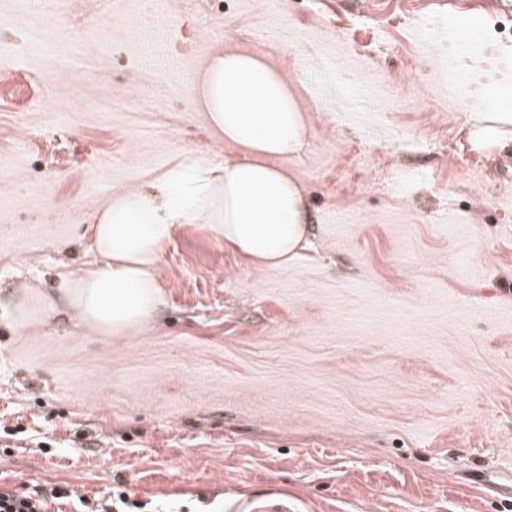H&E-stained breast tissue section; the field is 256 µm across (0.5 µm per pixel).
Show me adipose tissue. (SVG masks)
<instances>
[{
  "instance_id": "obj_1",
  "label": "adipose tissue",
  "mask_w": 512,
  "mask_h": 512,
  "mask_svg": "<svg viewBox=\"0 0 512 512\" xmlns=\"http://www.w3.org/2000/svg\"><path fill=\"white\" fill-rule=\"evenodd\" d=\"M194 97L236 155L171 169L162 198L120 192L95 213L98 259L62 291L66 310L89 332L128 336L154 319L165 303L162 251L181 225L206 224L260 268L288 265L308 243L302 187L281 161L305 148L309 132L285 79L259 53L223 49L208 60ZM472 120L475 148L512 141L511 112H476Z\"/></svg>"
}]
</instances>
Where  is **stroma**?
I'll return each mask as SVG.
<instances>
[{"mask_svg":"<svg viewBox=\"0 0 512 512\" xmlns=\"http://www.w3.org/2000/svg\"><path fill=\"white\" fill-rule=\"evenodd\" d=\"M478 16L475 31L462 21ZM512 0H0V487L121 488L145 512H512ZM504 68L467 87L449 39ZM263 54L309 142L284 159L312 247L254 269L206 224L162 252L166 304L122 338L65 315L116 192L218 163L191 91ZM472 140L476 149L490 151L512 141L511 112H476L472 114ZM240 512H261V511H271V512H291L293 511L291 505L288 501V494H282L273 499L257 502L253 499H248L245 502V506L240 509Z\"/></svg>","mask_w":512,"mask_h":512,"instance_id":"obj_1","label":"stroma"}]
</instances>
